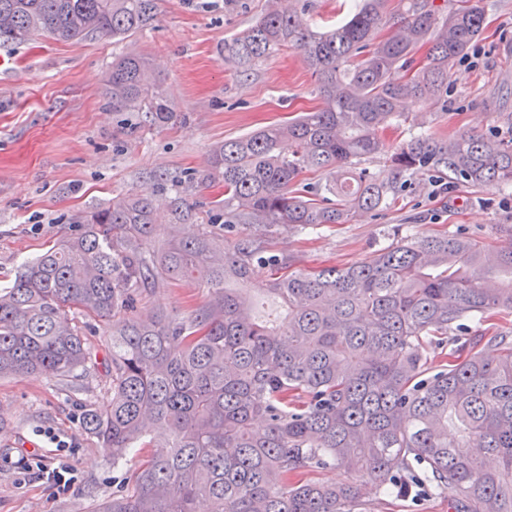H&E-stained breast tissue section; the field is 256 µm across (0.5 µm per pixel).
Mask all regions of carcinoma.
<instances>
[{
	"mask_svg": "<svg viewBox=\"0 0 512 512\" xmlns=\"http://www.w3.org/2000/svg\"><path fill=\"white\" fill-rule=\"evenodd\" d=\"M156 0H0V45L46 33L62 41L123 40L145 30ZM305 8L278 0L224 46L250 67L284 46L299 49L324 106L286 124L224 142L190 176L224 187L232 234L206 232L156 244V195L130 193L77 220L76 232L0 288V377H66L93 361L74 314L112 326V402L84 425L117 463L165 428L164 451L143 461L130 490L102 512H371L359 485L391 494L409 484L448 495L450 512H512V342L474 331L512 314V244L489 252L462 234L400 238L344 267L292 270L249 229L346 224L357 211L392 207L406 182L433 173L457 186H512V133L416 135L385 171L359 167L399 129L408 99L436 101L481 35V0H360L336 29L314 32ZM390 31L377 39L378 29ZM426 48L424 61L416 54ZM114 112L150 124L172 110L146 61L126 55L108 78ZM285 140L293 150H280ZM326 175L303 182L307 172ZM174 223L195 221L177 184ZM269 271L266 291L288 306L268 326L244 286ZM197 281L206 303L177 319L134 313L159 283ZM455 349L428 374V349L451 332ZM347 473L341 484L316 478Z\"/></svg>",
	"mask_w": 512,
	"mask_h": 512,
	"instance_id": "carcinoma-1",
	"label": "carcinoma"
}]
</instances>
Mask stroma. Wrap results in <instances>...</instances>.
I'll use <instances>...</instances> for the list:
<instances>
[{"instance_id": "stroma-1", "label": "stroma", "mask_w": 512, "mask_h": 512, "mask_svg": "<svg viewBox=\"0 0 512 512\" xmlns=\"http://www.w3.org/2000/svg\"><path fill=\"white\" fill-rule=\"evenodd\" d=\"M486 27L451 71L447 104L412 100L408 120L385 139L393 150L413 134L449 138L461 132L499 133L512 113V0H484ZM267 0H159L146 30L127 39L61 41L47 35L0 46V284L68 237L84 211L132 190H152L155 175L183 182L202 169L213 146L299 113L322 107L316 81L299 50L285 47L249 69L228 59L225 44L244 33ZM145 57L152 79L171 104L161 126L137 113L116 112L106 95L113 59ZM512 189L460 186L446 192L432 177L409 180L398 203L357 213L349 223L311 230L253 228L270 253L292 257L298 269L344 266L372 256L395 233L416 237L460 232L495 250L507 245ZM208 298L196 282L163 284L143 293L139 315L176 318ZM93 364L62 381L0 378V512H97L129 488L157 446L135 448L120 462L85 428L87 410L112 399L106 375L111 350L105 330L90 335ZM66 449H58L56 440ZM46 465L68 459L73 492L62 494L23 472L29 452ZM376 512H448L444 496L409 488L383 495L366 485Z\"/></svg>"}]
</instances>
